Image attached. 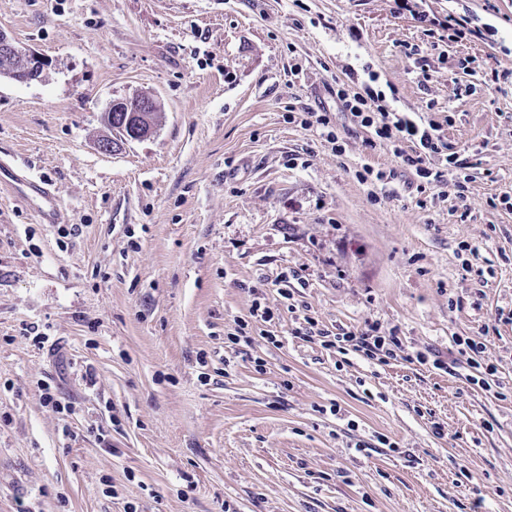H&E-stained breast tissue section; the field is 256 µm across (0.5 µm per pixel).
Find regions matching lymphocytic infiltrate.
Here are the masks:
<instances>
[{"label":"lymphocytic infiltrate","instance_id":"1","mask_svg":"<svg viewBox=\"0 0 512 512\" xmlns=\"http://www.w3.org/2000/svg\"><path fill=\"white\" fill-rule=\"evenodd\" d=\"M393 11L410 15L423 23L433 22L452 41L479 34L478 29L473 28L470 20L464 16L448 14L429 19L425 12L420 11L418 0H393ZM335 96L342 110L349 113L354 126L366 131V147L373 151L390 152L401 167L415 177L418 193H425L427 189L450 180L458 189L459 199H466L467 180L461 175L464 164L456 155L449 153L439 123L397 111L387 104L384 94L369 86L363 92L352 94L340 82L336 85ZM303 320L307 325L304 334L306 340H318L327 351L341 355L354 353L377 365L388 364L402 356L409 363H430L436 369L452 375L459 367V358L471 357L484 349L483 343L472 339H455L458 358L446 362L437 357H429L428 353L421 351L407 353L400 336L394 333L382 335L374 323L364 329L333 335L321 328L315 317L307 314Z\"/></svg>","mask_w":512,"mask_h":512}]
</instances>
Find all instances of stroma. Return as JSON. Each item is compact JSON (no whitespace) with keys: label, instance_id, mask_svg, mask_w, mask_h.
Returning <instances> with one entry per match:
<instances>
[{"label":"stroma","instance_id":"35a3bbf8","mask_svg":"<svg viewBox=\"0 0 512 512\" xmlns=\"http://www.w3.org/2000/svg\"><path fill=\"white\" fill-rule=\"evenodd\" d=\"M420 8L482 35L442 39L391 0H0L49 63L0 78V177L61 212L0 187V512H512V208L492 202L512 195V0ZM372 72L442 123L466 200L417 193L362 134L339 153L289 123L349 124L330 89ZM138 95L152 134L99 151L110 103ZM366 163L392 174L381 201ZM283 272L306 282L289 301ZM259 298L277 320L251 322ZM304 307L446 360L457 337L485 349L453 377L344 360L295 336ZM392 176L391 172L386 173V171L382 169H375L369 164H365L361 166V170H357L355 173V177L362 184H366L369 188L370 196L375 200L379 201L380 197L378 196V190L380 193L382 192L388 178Z\"/></svg>","mask_w":512,"mask_h":512}]
</instances>
